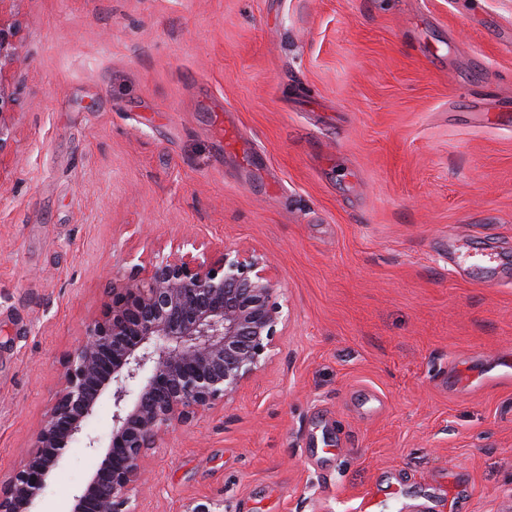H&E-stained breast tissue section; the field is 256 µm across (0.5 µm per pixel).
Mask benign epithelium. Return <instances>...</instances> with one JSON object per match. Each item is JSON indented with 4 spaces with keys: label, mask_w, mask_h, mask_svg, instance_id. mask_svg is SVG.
Returning a JSON list of instances; mask_svg holds the SVG:
<instances>
[{
    "label": "benign epithelium",
    "mask_w": 512,
    "mask_h": 512,
    "mask_svg": "<svg viewBox=\"0 0 512 512\" xmlns=\"http://www.w3.org/2000/svg\"><path fill=\"white\" fill-rule=\"evenodd\" d=\"M14 2L0 0V156L13 134V78L25 62L8 17ZM275 292L262 256L187 239L112 282L64 362L31 450L0 479V512H34L104 396L112 401V431L104 443L86 436V447L104 452L70 512H136L131 492L161 435L231 398L271 358L279 326L288 323Z\"/></svg>",
    "instance_id": "1"
}]
</instances>
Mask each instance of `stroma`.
I'll return each instance as SVG.
<instances>
[{
  "label": "stroma",
  "instance_id": "stroma-1",
  "mask_svg": "<svg viewBox=\"0 0 512 512\" xmlns=\"http://www.w3.org/2000/svg\"><path fill=\"white\" fill-rule=\"evenodd\" d=\"M13 20L0 477L113 279L188 234L264 256L288 325L148 450L137 512H358L366 492L512 512V126L482 116L512 102V0H16ZM100 460L74 442L37 512Z\"/></svg>",
  "mask_w": 512,
  "mask_h": 512
}]
</instances>
